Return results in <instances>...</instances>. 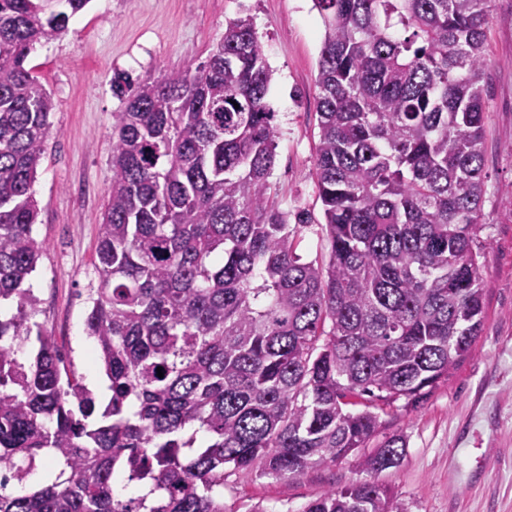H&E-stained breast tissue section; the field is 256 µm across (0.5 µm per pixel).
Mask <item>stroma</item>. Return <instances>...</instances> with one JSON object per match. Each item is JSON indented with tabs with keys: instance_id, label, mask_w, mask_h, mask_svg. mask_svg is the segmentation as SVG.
<instances>
[{
	"instance_id": "35a3bbf8",
	"label": "stroma",
	"mask_w": 512,
	"mask_h": 512,
	"mask_svg": "<svg viewBox=\"0 0 512 512\" xmlns=\"http://www.w3.org/2000/svg\"><path fill=\"white\" fill-rule=\"evenodd\" d=\"M251 14L274 72L276 160L271 181L282 209L309 215L297 225L299 251L325 255L314 158L318 142L315 77L323 25L313 0H90L66 34L34 46L26 66L53 109L47 155L33 184L43 245L28 285L35 320L55 340L80 382L100 370L86 333L85 296L96 287L95 248L112 181V81L156 79L206 61L224 23ZM489 105L484 140L487 194L476 230L485 321L470 355L416 409L395 403L379 415L366 447L330 466L280 483L230 476L226 512H302L326 491L364 479L361 463L395 434L406 440L400 465L379 474L405 512H512V0H493L486 29Z\"/></svg>"
}]
</instances>
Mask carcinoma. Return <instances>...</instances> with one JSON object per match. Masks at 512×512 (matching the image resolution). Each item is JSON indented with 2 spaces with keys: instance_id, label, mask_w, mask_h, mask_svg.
Segmentation results:
<instances>
[{
  "instance_id": "carcinoma-1",
  "label": "carcinoma",
  "mask_w": 512,
  "mask_h": 512,
  "mask_svg": "<svg viewBox=\"0 0 512 512\" xmlns=\"http://www.w3.org/2000/svg\"><path fill=\"white\" fill-rule=\"evenodd\" d=\"M89 2L0 0V301H16L0 319V512H224L226 476L334 464L375 436L376 410L416 406L470 354L491 0H313L326 261L298 252L270 181L273 73L250 15L193 70L112 81L123 107L85 320L102 409L63 378L52 337L37 333L29 365L13 348L36 311L31 187L51 136L25 62ZM366 396L372 408L346 409ZM405 448L388 438L367 472ZM45 454L62 468L27 485ZM132 482L147 492L125 497ZM302 512L404 508L364 479Z\"/></svg>"
}]
</instances>
